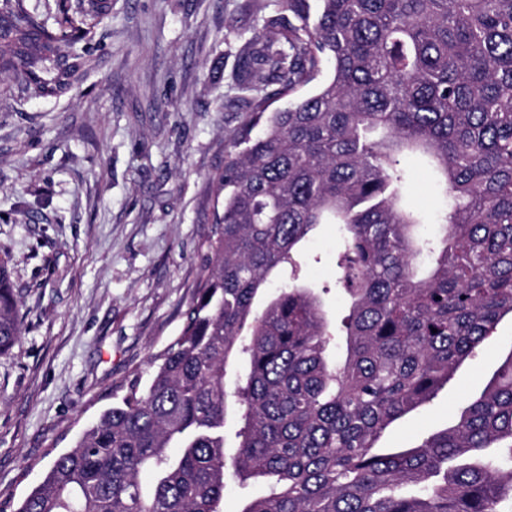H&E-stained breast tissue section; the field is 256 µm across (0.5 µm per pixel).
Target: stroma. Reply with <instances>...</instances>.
I'll return each instance as SVG.
<instances>
[{"label":"stroma","mask_w":512,"mask_h":512,"mask_svg":"<svg viewBox=\"0 0 512 512\" xmlns=\"http://www.w3.org/2000/svg\"><path fill=\"white\" fill-rule=\"evenodd\" d=\"M275 11V0H112L70 96L30 98L12 83L0 94V257L24 321L0 355V501L37 484L181 332L221 206L212 177L258 100L240 61ZM405 165L407 202L435 213L422 161ZM343 248L337 225L322 224L298 255L304 282L328 289L336 336L350 310ZM511 352L506 318L382 446L451 425Z\"/></svg>","instance_id":"1"}]
</instances>
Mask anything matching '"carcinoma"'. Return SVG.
Segmentation results:
<instances>
[{
  "label": "carcinoma",
  "instance_id": "cac0c4a2",
  "mask_svg": "<svg viewBox=\"0 0 512 512\" xmlns=\"http://www.w3.org/2000/svg\"><path fill=\"white\" fill-rule=\"evenodd\" d=\"M276 6L239 77L278 89L228 139L179 336L8 512H223L225 488L251 479L265 491L241 512H512V353L452 425L378 446L512 317V0ZM111 13L80 0L53 31L0 0V71L67 94L88 63L67 28L87 36ZM408 152L430 161L433 220L402 204ZM431 222L442 235L425 239ZM320 224L346 241L337 363L316 289L295 277L255 308ZM22 329L1 258L0 355Z\"/></svg>",
  "mask_w": 512,
  "mask_h": 512
}]
</instances>
